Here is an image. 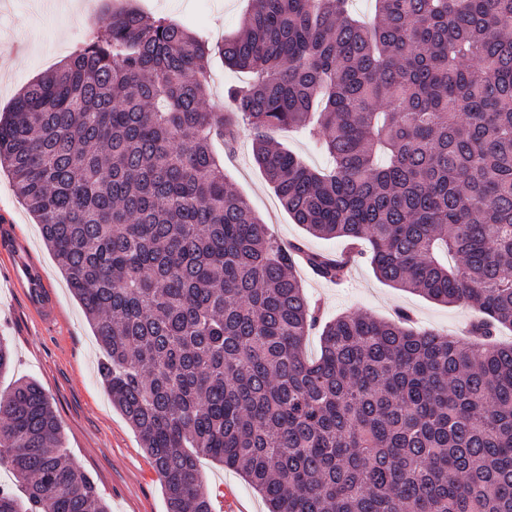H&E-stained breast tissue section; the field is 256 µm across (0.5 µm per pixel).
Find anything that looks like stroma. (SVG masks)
I'll list each match as a JSON object with an SVG mask.
<instances>
[{
  "label": "stroma",
  "instance_id": "35a3bbf8",
  "mask_svg": "<svg viewBox=\"0 0 512 512\" xmlns=\"http://www.w3.org/2000/svg\"><path fill=\"white\" fill-rule=\"evenodd\" d=\"M146 12L168 16L216 44L235 32L247 0H136ZM105 0H0V111L8 110L19 90L44 75L67 57L88 35H105L98 24ZM253 131L241 125L235 151L225 155L224 167L235 190L268 224L281 242L298 244L309 252L333 256L346 244L307 234L294 224L280 205L272 187L252 159ZM9 224L10 246L0 249V337L12 352V363L0 373V389L18 378L37 381L50 399L59 424L62 444L75 466L94 482L108 512H167L158 476L137 434L112 406L98 366L102 354L79 302L46 247L39 224L18 198L12 179L0 168V221ZM30 254L57 300L58 319L44 326L29 310L23 295L10 283L13 250ZM300 277L309 298L324 318L342 313L368 312L392 319L397 311L409 312L415 323L453 334H464L475 316L460 303L444 306L410 291L380 281L369 263L358 260L340 284L320 278L310 268ZM198 469L210 495L213 512H224L225 496L243 506L266 512L259 494L235 470L207 457Z\"/></svg>",
  "mask_w": 512,
  "mask_h": 512
}]
</instances>
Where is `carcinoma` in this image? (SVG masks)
<instances>
[{"instance_id":"obj_1","label":"carcinoma","mask_w":512,"mask_h":512,"mask_svg":"<svg viewBox=\"0 0 512 512\" xmlns=\"http://www.w3.org/2000/svg\"><path fill=\"white\" fill-rule=\"evenodd\" d=\"M251 0L212 47L131 4L107 11L0 116V166L40 224L102 351L168 512H212L196 459L240 472L268 512H512V0ZM245 71L206 106L213 53ZM308 234L361 245L377 278L469 304V335L318 315L303 261L212 150L239 121ZM304 126L307 166L274 132ZM0 512H107L42 388L0 390Z\"/></svg>"}]
</instances>
